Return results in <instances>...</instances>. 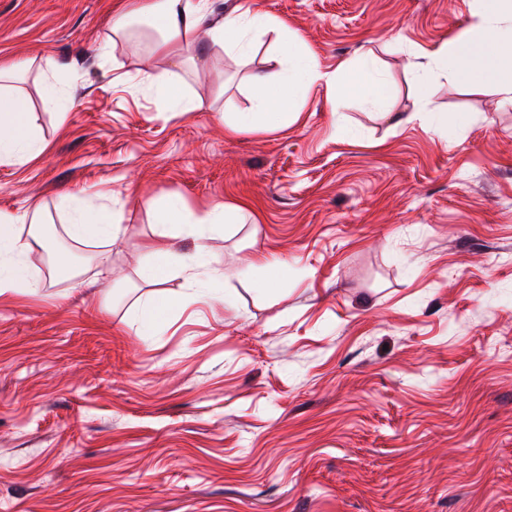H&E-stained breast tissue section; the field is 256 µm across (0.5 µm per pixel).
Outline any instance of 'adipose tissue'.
<instances>
[{
    "label": "adipose tissue",
    "instance_id": "obj_1",
    "mask_svg": "<svg viewBox=\"0 0 512 512\" xmlns=\"http://www.w3.org/2000/svg\"><path fill=\"white\" fill-rule=\"evenodd\" d=\"M471 25L427 54V61L414 72L420 107L412 120L440 132L448 126L447 115L431 111L426 103L439 77L460 85H480L494 91L500 102L512 104V0H476ZM137 26L151 31L156 49L173 62L196 43L247 51L251 31L263 29L278 35V54L286 68L271 70L252 81L255 109L238 113L228 123L231 133L283 129L299 118L297 100L312 84L326 81L337 99H356L380 106L390 87L373 60L338 63L335 74H324L316 58L303 50L281 19L261 15L240 6L224 19H214L211 0H133L119 11L113 24L117 37L129 36ZM44 145L31 128L28 109L17 94L0 89V162L23 164L38 156ZM155 230L145 247V279L157 282L183 278L189 283L213 284L217 273L200 274L199 262L179 260L173 239L202 237L223 230L228 216L223 205H215L200 216H191L175 197L163 204L148 203ZM45 218L38 204L15 212L0 211V298L36 294L45 286L41 275L31 270L30 254L41 241L37 228ZM122 212L84 197L71 201L66 224L68 238L77 245L93 246L94 267L112 265V248L122 232Z\"/></svg>",
    "mask_w": 512,
    "mask_h": 512
}]
</instances>
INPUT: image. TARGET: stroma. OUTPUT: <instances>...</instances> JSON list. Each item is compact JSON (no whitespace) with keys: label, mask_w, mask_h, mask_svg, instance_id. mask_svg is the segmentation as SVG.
I'll return each instance as SVG.
<instances>
[{"label":"stroma","mask_w":512,"mask_h":512,"mask_svg":"<svg viewBox=\"0 0 512 512\" xmlns=\"http://www.w3.org/2000/svg\"><path fill=\"white\" fill-rule=\"evenodd\" d=\"M240 3L325 73L376 60L389 99L337 104L321 81L297 123L230 134L274 34L245 58L197 44L181 67L114 38L115 0H0V65L32 60L15 87L45 144L0 163V210L41 202L51 236L45 288L0 301V512H512V106L443 80L447 133L408 119L423 51L474 0H212L215 17ZM164 69L203 109L142 84ZM100 190L123 203L114 292L65 232L69 201ZM171 197L249 218L178 240L224 279L168 282L144 336L145 203Z\"/></svg>","instance_id":"35a3bbf8"}]
</instances>
